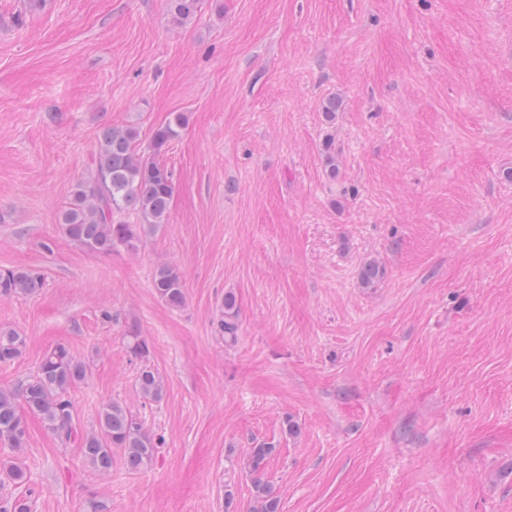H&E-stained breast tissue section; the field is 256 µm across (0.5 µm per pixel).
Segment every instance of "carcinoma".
Masks as SVG:
<instances>
[{"label":"carcinoma","instance_id":"cac0c4a2","mask_svg":"<svg viewBox=\"0 0 512 512\" xmlns=\"http://www.w3.org/2000/svg\"><path fill=\"white\" fill-rule=\"evenodd\" d=\"M201 0H168L167 11L173 25L182 27L196 18ZM188 117L177 112L155 127L147 148L141 149L140 131L133 126L105 127L99 134L95 173L78 181L70 202L61 215L64 236L77 247L94 254H110L117 246L136 249L143 238L168 223L174 193L171 170L160 161L169 145L180 137ZM135 213L140 222L127 224L114 216ZM45 285L43 274L34 268L0 269V296L28 297ZM152 287L157 297L173 308L185 304L186 295L179 271L172 265L156 266ZM237 300L224 295V317L217 329L224 342L237 341ZM128 351L144 358L149 353L146 340L133 328L123 337ZM26 349V337L0 326V364L19 359ZM89 364L59 342L44 354L36 372L12 388L0 389V445L14 456L0 459V472L14 483L26 480L25 469L17 463L27 445L28 420L34 417L65 446L79 449L92 472L106 475L112 470L114 451L121 453L132 471L150 468L156 460L159 439L144 421L125 405L112 400L100 409L95 426L82 430L76 422L71 391L88 376ZM140 394L159 403L166 396V384L159 372L145 365L137 375ZM274 453L269 446L250 450L248 469L252 478L253 512H279L280 499L272 484L264 479L267 461Z\"/></svg>","mask_w":512,"mask_h":512}]
</instances>
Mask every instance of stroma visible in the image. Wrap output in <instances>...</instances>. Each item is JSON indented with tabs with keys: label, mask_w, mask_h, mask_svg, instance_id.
Returning a JSON list of instances; mask_svg holds the SVG:
<instances>
[{
	"label": "stroma",
	"mask_w": 512,
	"mask_h": 512,
	"mask_svg": "<svg viewBox=\"0 0 512 512\" xmlns=\"http://www.w3.org/2000/svg\"><path fill=\"white\" fill-rule=\"evenodd\" d=\"M26 2L0 0V269L46 285L0 297L27 338L0 388L66 343L90 364L81 427L115 399L161 447L100 476L32 418L27 480L0 475V495L224 512L229 486L251 512L264 444L280 512H512V0H202L182 27L165 0ZM175 112L168 224L134 251L77 248L60 217L100 129L146 141ZM160 263L182 308L152 288ZM152 287L157 297L173 308H181L186 301L185 289L179 271L172 265L161 263L154 270ZM237 300L235 295L228 293L224 296V317L218 321L217 329L226 344H234L237 341ZM137 386L140 394L149 402L159 403L166 396V384L159 372L144 365L137 375Z\"/></svg>",
	"instance_id": "stroma-1"
}]
</instances>
